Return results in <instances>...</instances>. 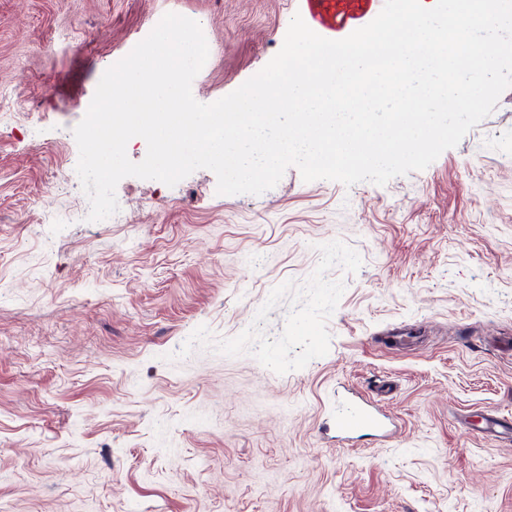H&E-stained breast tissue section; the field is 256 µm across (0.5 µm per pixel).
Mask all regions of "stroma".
<instances>
[{"mask_svg": "<svg viewBox=\"0 0 512 512\" xmlns=\"http://www.w3.org/2000/svg\"><path fill=\"white\" fill-rule=\"evenodd\" d=\"M300 10L0 0V512H512V444L463 426L512 413V87L383 186L127 177L86 219L73 130L107 68L191 18L208 104ZM348 391L397 435L337 438Z\"/></svg>", "mask_w": 512, "mask_h": 512, "instance_id": "obj_1", "label": "stroma"}]
</instances>
